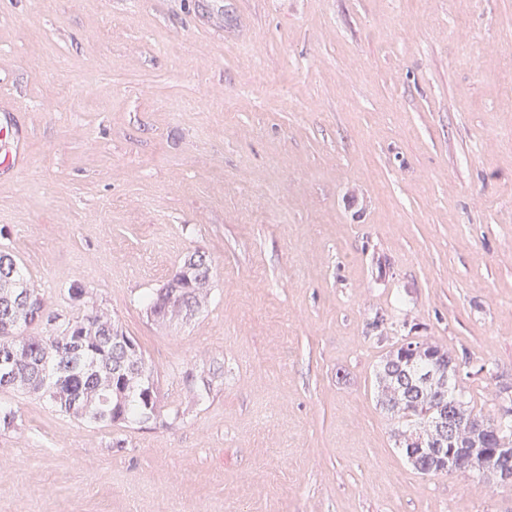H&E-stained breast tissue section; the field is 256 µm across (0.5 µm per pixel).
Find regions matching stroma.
Wrapping results in <instances>:
<instances>
[{"instance_id": "obj_1", "label": "stroma", "mask_w": 512, "mask_h": 512, "mask_svg": "<svg viewBox=\"0 0 512 512\" xmlns=\"http://www.w3.org/2000/svg\"><path fill=\"white\" fill-rule=\"evenodd\" d=\"M9 120L0 250L48 312L81 280L170 412L0 391V512H512L414 470L374 395L404 336L483 413L512 385V0H0ZM196 250L208 307L156 325Z\"/></svg>"}]
</instances>
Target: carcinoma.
Masks as SVG:
<instances>
[{"label":"carcinoma","instance_id":"cac0c4a2","mask_svg":"<svg viewBox=\"0 0 512 512\" xmlns=\"http://www.w3.org/2000/svg\"><path fill=\"white\" fill-rule=\"evenodd\" d=\"M211 295L206 255L187 254L174 273L144 299L153 321L165 324L204 309ZM69 311L48 317L40 336L24 330L43 319V298L22 272L16 258L0 251V352L19 349L14 364L17 382L0 391L46 397L52 406L93 424L143 423L160 416L158 387L143 352L133 358L118 336L112 316L87 299L84 285L67 288ZM80 344L82 360L71 364L70 351ZM455 356L428 340L406 336L383 357L376 374L377 403L397 419V437L422 435L433 448L458 454L460 444L478 445L475 455L461 458L462 474L491 478L501 453L512 450V403L485 415L465 397L457 374L448 370ZM450 414L464 425L455 439L439 433L438 421Z\"/></svg>","mask_w":512,"mask_h":512}]
</instances>
